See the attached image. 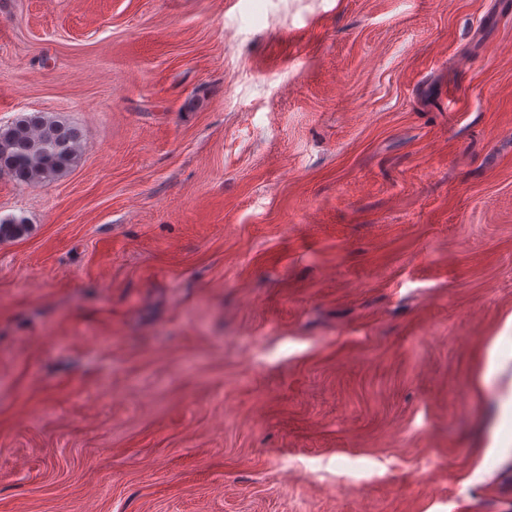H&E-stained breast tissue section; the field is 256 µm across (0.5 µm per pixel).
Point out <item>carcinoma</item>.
Instances as JSON below:
<instances>
[{"mask_svg": "<svg viewBox=\"0 0 512 512\" xmlns=\"http://www.w3.org/2000/svg\"><path fill=\"white\" fill-rule=\"evenodd\" d=\"M81 131L39 112L19 114L0 127V175L16 183L53 180L73 168L79 159ZM27 224L0 221V241L29 233Z\"/></svg>", "mask_w": 512, "mask_h": 512, "instance_id": "1", "label": "carcinoma"}]
</instances>
